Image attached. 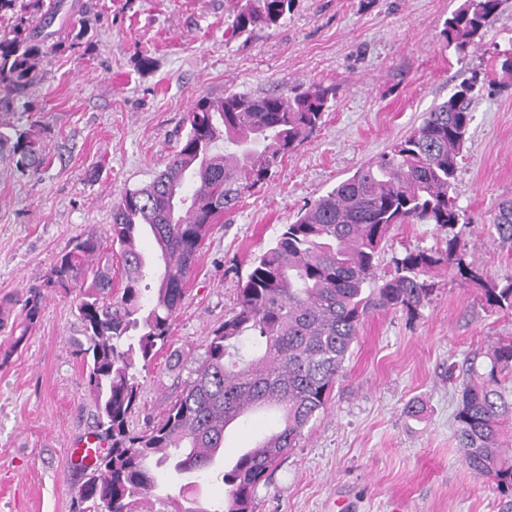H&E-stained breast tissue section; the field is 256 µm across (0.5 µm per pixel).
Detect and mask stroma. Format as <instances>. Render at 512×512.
<instances>
[{
    "label": "stroma",
    "mask_w": 512,
    "mask_h": 512,
    "mask_svg": "<svg viewBox=\"0 0 512 512\" xmlns=\"http://www.w3.org/2000/svg\"><path fill=\"white\" fill-rule=\"evenodd\" d=\"M461 2L295 0L279 27L232 38L233 0H95L90 29L72 49L85 0H65L41 29L50 52L29 108L0 112L1 131L39 130L44 154L32 170L0 150V512L78 510L83 473L70 468L68 450L92 434L94 407L74 345L82 327L73 301L45 281L75 237L92 228L106 234L121 192L164 170L199 96L312 84L336 92L316 133L202 246L170 341L141 373L134 429L163 418L283 225L388 151L471 69L489 80L475 91L459 159L463 240L486 275L512 277V246L489 237L498 204L512 199V78L503 79L497 58L512 47V0L463 52L441 35ZM144 55L150 68L139 65ZM438 240L433 225H402L381 261ZM434 280L416 317L388 311L365 320L325 411L260 487L254 512H512V497L473 472L455 440L463 372L512 336V312L487 313L451 271ZM32 297L40 311L30 321ZM22 332L26 343L14 346ZM412 402L419 417L406 414ZM272 425L267 413L237 425L225 462Z\"/></svg>",
    "instance_id": "obj_1"
}]
</instances>
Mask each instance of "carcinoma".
Returning a JSON list of instances; mask_svg holds the SVG:
<instances>
[{
  "label": "carcinoma",
  "instance_id": "1",
  "mask_svg": "<svg viewBox=\"0 0 512 512\" xmlns=\"http://www.w3.org/2000/svg\"><path fill=\"white\" fill-rule=\"evenodd\" d=\"M502 0H463L441 35L462 52L496 21ZM64 0H0V111L10 112L39 79L43 43L32 23L53 19ZM294 0H238L236 36L271 29ZM477 76L463 79L422 122L350 177L313 200L256 257L235 307L213 331L164 418L134 432L140 371L164 348L184 300L185 285L213 224L238 206L319 128L334 89L312 85L292 94L201 96L188 113L189 130L165 169L143 187L122 192L112 209L111 246L118 248L123 287L112 285V263L93 264L100 237H77L51 268L47 283L75 293L83 327L77 352L86 364L96 428L110 441L78 490L81 512H254L258 489L297 447L324 410L365 319L397 311L415 316L429 301L432 274L444 266L476 287L483 309L512 312V278L502 284L467 261L464 213L454 197L458 157L472 120ZM12 142L20 168H36L42 141L33 130ZM432 224L443 246L416 247L393 257L378 274L391 231ZM492 228L512 242V200L498 206ZM153 238L148 256L141 239ZM512 339L486 353L482 370L462 383L456 414L459 447L471 470L512 496V458L502 430L512 425ZM278 401L274 427L218 474L224 502L208 509L185 494L210 473L205 452L223 450L226 412ZM175 495L155 497L159 472Z\"/></svg>",
  "mask_w": 512,
  "mask_h": 512
}]
</instances>
